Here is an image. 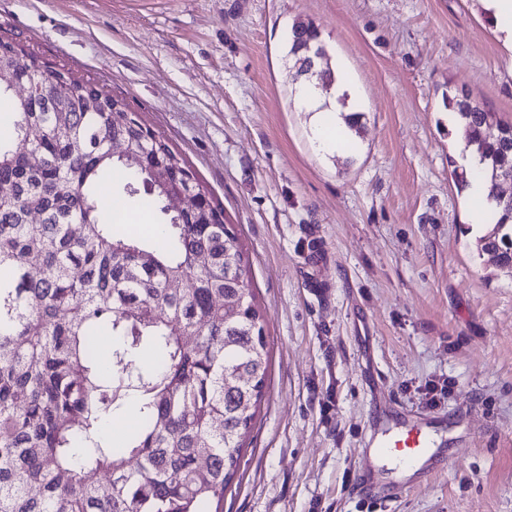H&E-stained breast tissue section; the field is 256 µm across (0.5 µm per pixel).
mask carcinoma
<instances>
[{
    "mask_svg": "<svg viewBox=\"0 0 512 512\" xmlns=\"http://www.w3.org/2000/svg\"><path fill=\"white\" fill-rule=\"evenodd\" d=\"M306 45L326 49L317 27L291 29L288 60ZM1 47L0 69L22 93L0 83L12 126L0 139V512H213L268 365L239 236L198 182L201 207L166 210L167 181L151 170H127L124 191L148 196L161 235L116 227L100 195L120 163L109 141L134 137L139 116L16 44ZM306 81L336 96L332 68ZM446 106L462 156L498 186L512 173V124L465 94L448 93ZM30 127L40 141L26 139ZM153 138L170 178L190 172ZM32 151L41 165L29 164ZM489 199L501 216L478 245L512 270V194ZM130 401L135 427L116 438L107 422Z\"/></svg>",
    "mask_w": 512,
    "mask_h": 512,
    "instance_id": "cac0c4a2",
    "label": "carcinoma"
}]
</instances>
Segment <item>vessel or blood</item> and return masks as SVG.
<instances>
[{
  "mask_svg": "<svg viewBox=\"0 0 512 512\" xmlns=\"http://www.w3.org/2000/svg\"><path fill=\"white\" fill-rule=\"evenodd\" d=\"M367 453L370 467L362 474L356 491L388 501L408 489L407 475L431 476L441 450L431 422L405 411L382 422Z\"/></svg>",
  "mask_w": 512,
  "mask_h": 512,
  "instance_id": "vessel-or-blood-1",
  "label": "vessel or blood"
}]
</instances>
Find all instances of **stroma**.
I'll return each mask as SVG.
<instances>
[{
	"mask_svg": "<svg viewBox=\"0 0 512 512\" xmlns=\"http://www.w3.org/2000/svg\"><path fill=\"white\" fill-rule=\"evenodd\" d=\"M298 21L362 115L350 150L312 140ZM0 35L123 100L240 237L269 365L222 512H512V273L477 248L445 106L453 90L512 122V45L484 0H0ZM386 407L447 417L450 445L365 503Z\"/></svg>",
	"mask_w": 512,
	"mask_h": 512,
	"instance_id": "stroma-1",
	"label": "stroma"
}]
</instances>
